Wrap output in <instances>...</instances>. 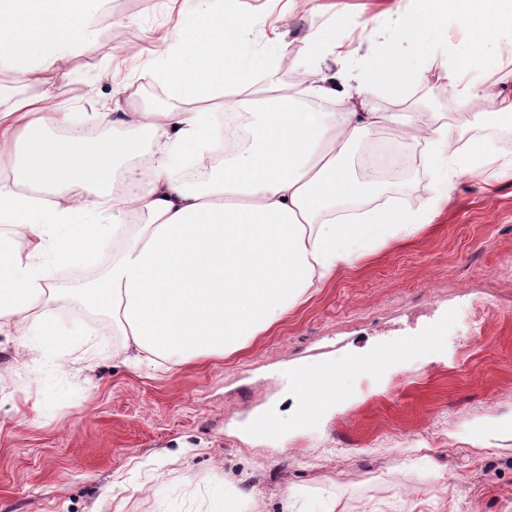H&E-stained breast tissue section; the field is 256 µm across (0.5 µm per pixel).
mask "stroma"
Masks as SVG:
<instances>
[{"mask_svg":"<svg viewBox=\"0 0 512 512\" xmlns=\"http://www.w3.org/2000/svg\"><path fill=\"white\" fill-rule=\"evenodd\" d=\"M411 0H237L265 25L289 19L293 42L332 29L363 70L388 54L413 64L392 3ZM95 42L65 67L0 69L10 99L48 112H95L119 95L137 108L180 99L148 73L172 30L176 0H108ZM432 38L435 62L395 98L336 95L342 111L436 112L456 120L447 79L467 34L448 24ZM402 169L386 205L426 211L425 151L399 143ZM53 312L92 345L60 353L56 371L26 355L32 334L0 332V512H512V180L485 190L454 178L450 201L406 241L373 251L240 352L158 369L134 367L107 316L76 303ZM437 330L429 348L379 372L336 379L338 401L298 423L288 373L342 360L400 336ZM275 414L282 433L258 435L250 417Z\"/></svg>","mask_w":512,"mask_h":512,"instance_id":"stroma-1","label":"stroma"}]
</instances>
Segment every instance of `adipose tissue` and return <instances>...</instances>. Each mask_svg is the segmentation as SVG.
<instances>
[{
    "mask_svg": "<svg viewBox=\"0 0 512 512\" xmlns=\"http://www.w3.org/2000/svg\"><path fill=\"white\" fill-rule=\"evenodd\" d=\"M105 0H0V68L24 74L58 68L93 43L106 18ZM399 14L400 32L421 61L432 56L430 35L444 21L466 29L470 52L449 82L460 109L491 97L482 123L512 117V96L493 94L486 41L512 40V0H414ZM247 17L224 0H188L166 37L153 76L166 82L186 109L135 110L122 103L94 113L99 134L85 140L70 112L46 120L37 102L0 110V223L30 234L28 251L0 239V328L36 315L40 335L68 343L49 307L69 297L107 315L124 338L128 360L147 353L165 364L204 360L244 349L305 304L374 246L408 237L448 202L461 174L512 177V159L498 161L483 143L459 150L453 130L435 112H328L298 105L287 88L257 86L267 54L242 62ZM296 60L308 96L364 95L369 85L401 91L421 76L394 59L376 64L371 83L345 72L322 76L318 45L336 38L307 35ZM220 99L227 111L249 110L247 138L228 149L224 128L197 102ZM427 145L434 178L426 215L374 207L356 220L336 217L339 203L367 195L348 160L385 126ZM230 152L223 166L198 180L180 168ZM128 166L136 190L117 188ZM112 262L94 282L52 287L50 265H91L103 250Z\"/></svg>",
    "mask_w": 512,
    "mask_h": 512,
    "instance_id": "obj_1",
    "label": "adipose tissue"
}]
</instances>
